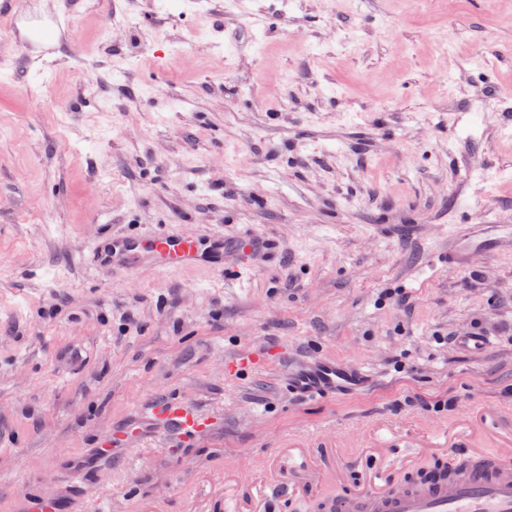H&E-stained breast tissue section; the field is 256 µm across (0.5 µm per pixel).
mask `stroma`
I'll use <instances>...</instances> for the list:
<instances>
[{
	"label": "stroma",
	"mask_w": 512,
	"mask_h": 512,
	"mask_svg": "<svg viewBox=\"0 0 512 512\" xmlns=\"http://www.w3.org/2000/svg\"><path fill=\"white\" fill-rule=\"evenodd\" d=\"M65 9L22 69L0 21V512H316L269 484L512 448V0L39 4ZM163 224L270 248L234 280L89 266ZM324 359L366 386L289 389ZM172 399L210 428L154 432Z\"/></svg>",
	"instance_id": "stroma-1"
}]
</instances>
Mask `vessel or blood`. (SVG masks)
I'll return each mask as SVG.
<instances>
[{"mask_svg": "<svg viewBox=\"0 0 512 512\" xmlns=\"http://www.w3.org/2000/svg\"><path fill=\"white\" fill-rule=\"evenodd\" d=\"M71 28L72 15L67 11L55 14L50 21L30 24L27 50L18 57V64H26L31 51L45 39ZM260 247L257 236L250 233L227 241L205 234L187 236L178 225L171 224L148 234L100 235L94 245L93 261L116 274L143 263H159L180 270H215L225 278L235 279L250 268ZM228 252L235 257L234 265L229 267L224 264ZM288 386L313 396L327 390H355L360 378L348 366L322 362L290 373ZM149 417L159 433L196 435L210 426L205 415L180 401L153 404ZM317 507L319 512H512V451L501 454L494 465L479 461L460 474L442 469L401 486L379 471L366 485L339 490L321 499Z\"/></svg>", "mask_w": 512, "mask_h": 512, "instance_id": "1", "label": "vessel or blood"}]
</instances>
